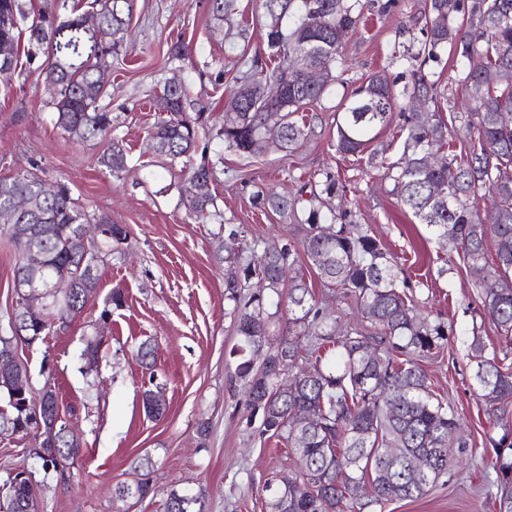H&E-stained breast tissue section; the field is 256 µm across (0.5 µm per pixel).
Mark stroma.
Segmentation results:
<instances>
[{"label":"stroma","instance_id":"35a3bbf8","mask_svg":"<svg viewBox=\"0 0 512 512\" xmlns=\"http://www.w3.org/2000/svg\"><path fill=\"white\" fill-rule=\"evenodd\" d=\"M424 0H395L389 13L366 11L343 45L344 66L336 74L352 90L374 73L405 85L410 74L394 54L409 48L405 30L414 26ZM187 54L175 59L172 42ZM258 35L243 41L236 28L214 25L209 0H134L120 56L109 61L101 106L110 112L112 133L130 150L125 172L112 173L99 162L97 141L70 139L55 124L53 93L45 81L41 56L20 57L9 79H0V177L34 170L42 180L66 185L91 213L108 215L129 231L120 251L97 267L96 298L57 334L19 350L28 363L30 384H51L61 416L82 443L68 477L45 474L34 455V434L0 437V481L14 468L28 469L38 490L39 512H164L171 488H205L203 512H266L269 480L293 474L296 458L286 441H264L260 422L230 386L238 342L224 288V259L241 241L216 238L219 224H240L248 236L296 240L294 225L273 212L254 208L255 186L279 192L327 170L340 173L348 206L357 221L394 257L422 315L441 320L448 342L436 356L422 359L432 389L463 420L466 447L455 449L458 466L417 500L369 506L363 512H498L495 452L491 439L502 430L496 420L512 417V403L491 404L478 397L470 361L473 331L488 343L499 339L483 314V295L457 254L442 249L411 212L398 205L381 170L366 168L337 153L321 136L294 153L269 151L246 159L225 152L217 166L218 216L191 219L185 207L188 173L169 172L154 158L148 134L161 114L153 105L169 79L180 76L206 122L200 146L207 156L221 148L213 134L222 125L234 78L262 52ZM16 254L0 234V334L15 309L13 267ZM294 277L305 279L339 329L359 327L364 318L353 303L323 286L306 260ZM122 288L123 308L108 324L99 312L112 289ZM104 343L95 364H87V337ZM156 345V362L145 368L136 359L141 344ZM161 387L166 410L146 414L142 393L149 381ZM207 434H200V425ZM150 458L142 472L139 462ZM148 476L155 492L126 501L117 485Z\"/></svg>","mask_w":512,"mask_h":512}]
</instances>
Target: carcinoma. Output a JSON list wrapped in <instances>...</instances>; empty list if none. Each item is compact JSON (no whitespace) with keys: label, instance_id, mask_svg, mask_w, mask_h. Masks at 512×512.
<instances>
[{"label":"carcinoma","instance_id":"carcinoma-1","mask_svg":"<svg viewBox=\"0 0 512 512\" xmlns=\"http://www.w3.org/2000/svg\"><path fill=\"white\" fill-rule=\"evenodd\" d=\"M268 19L264 56L256 57L251 74L240 81L224 106V121L217 137L224 149L245 158L266 151L293 152L315 136L303 112L328 95L343 63L347 36L358 28L368 0H256ZM133 0H91L103 25L96 34L84 27L82 17L67 20L40 12L30 15L24 0H0V77H8L19 57L21 38L44 56L47 83L54 90L56 125L69 137L104 143L101 163L118 174L127 168L126 149L112 136V117L99 106L106 83L97 70L99 52L112 53L122 45L131 19ZM212 20L222 25L235 14L234 0H211ZM421 47L401 56L411 83L396 88L382 74H374L343 96L333 113L336 152L366 156L377 162L378 138L393 120L399 101L419 97L433 109L403 112L399 126L402 152L386 166L392 193L444 244L461 254L463 266L483 289V308L497 333L512 340V123L500 120L512 112V80L499 73L512 70V0H425L421 12ZM311 63L325 66L330 80L312 86L300 75L288 80L281 100H268L262 89L282 81L291 56L312 34ZM449 53L460 62L473 55L482 67L461 70L466 98L461 108L473 130L459 151H447L451 133L442 115L441 99L448 111L456 100L429 79L425 66ZM166 117L151 130L155 157L170 171L190 167L191 177L203 181L200 197L187 202L198 220L217 208L214 165H192L198 149L203 114L191 112L194 103L188 84L180 79L163 87ZM281 110V135L270 146L256 145L259 126L269 108ZM41 179L31 171L0 179V224L7 231L17 259L14 281L27 276L23 257L35 243L48 275H62L69 287L51 292L39 315L20 311L19 328L0 335V436L26 430L41 399L27 391L15 394L21 367L4 353L18 345H31L68 323L96 297L97 280L85 277L83 255L73 237L81 224H110L112 233L91 245L90 255L100 256L121 248L128 231L105 215L88 213L62 186L52 197L40 195ZM340 179L326 172L294 192L283 194L258 187L254 207L272 211L305 226L299 245L269 244L260 239L244 242L237 253L225 257L227 299L239 343L235 373L251 415L261 419L259 435L280 438L300 461L292 482L270 484L266 512H359L365 508L357 487L368 483L370 503L422 497L439 478L451 474L456 462L449 448L464 447L457 432L453 408L428 385L417 358L444 348L445 323L421 318L406 293L407 280L399 279L395 261L380 242L354 219L353 212L335 207ZM442 187L443 195L433 189ZM26 195L29 211L19 214L13 200ZM494 255L488 256V243ZM305 256L320 281L355 297L373 332L356 328L336 330L313 291L302 280L286 283L285 273ZM288 307L291 332L277 339L271 326ZM476 362L478 396L492 403L512 402V364L508 353L488 350L482 337L470 345ZM277 368L273 377L257 376V352ZM503 434L492 441L497 449L494 465L500 489L499 512H512V424L501 420ZM80 444L74 436L57 431L49 446L35 452L46 471L57 462L74 463ZM9 477L0 484V510L37 512L32 482ZM202 492L172 490L165 512H193Z\"/></svg>","mask_w":512,"mask_h":512}]
</instances>
